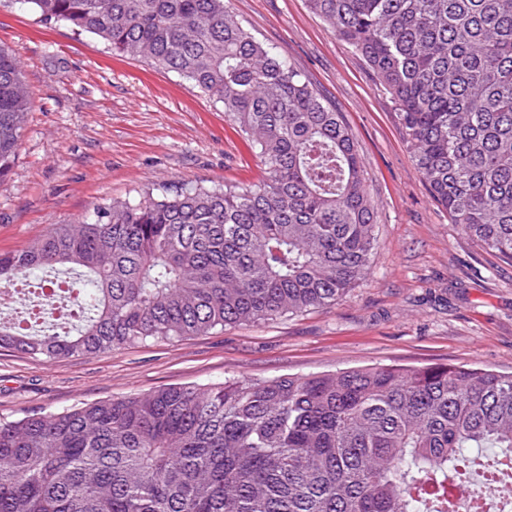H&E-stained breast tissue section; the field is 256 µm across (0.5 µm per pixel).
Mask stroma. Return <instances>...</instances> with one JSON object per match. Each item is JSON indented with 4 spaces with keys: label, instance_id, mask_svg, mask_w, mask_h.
Masks as SVG:
<instances>
[{
    "label": "stroma",
    "instance_id": "obj_1",
    "mask_svg": "<svg viewBox=\"0 0 512 512\" xmlns=\"http://www.w3.org/2000/svg\"><path fill=\"white\" fill-rule=\"evenodd\" d=\"M236 18L342 112L376 211L367 277L336 305L206 336L49 362L0 349V418L61 412L171 386L332 374L374 364L512 373V262L478 247L431 198L394 105L306 0H230ZM0 47L33 101L0 182V251L178 182L265 177L224 108L173 72L112 56L98 37L0 4Z\"/></svg>",
    "mask_w": 512,
    "mask_h": 512
}]
</instances>
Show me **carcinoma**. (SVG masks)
<instances>
[{
	"label": "carcinoma",
	"instance_id": "1",
	"mask_svg": "<svg viewBox=\"0 0 512 512\" xmlns=\"http://www.w3.org/2000/svg\"><path fill=\"white\" fill-rule=\"evenodd\" d=\"M191 81L258 149L265 179L113 200L0 252V294L69 267L78 324L0 319L46 361L202 336L335 304L376 216L357 142L226 0H21ZM390 95L433 201L512 261V0H307ZM32 104L0 48V181ZM470 448H505L493 462ZM512 463V375L376 365L168 387L0 420V512H448V487Z\"/></svg>",
	"mask_w": 512,
	"mask_h": 512
}]
</instances>
